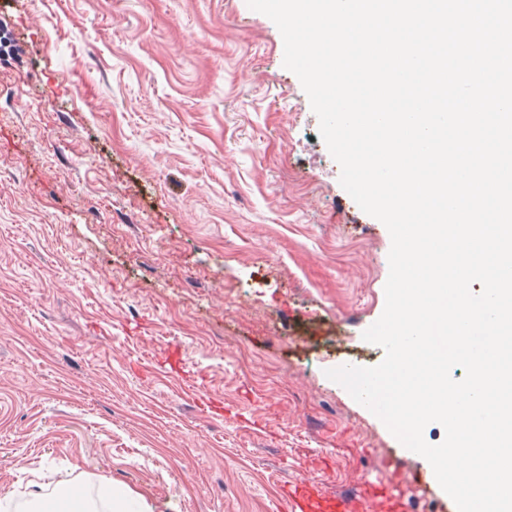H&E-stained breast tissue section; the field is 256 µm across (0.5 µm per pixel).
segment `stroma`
<instances>
[{
    "label": "stroma",
    "instance_id": "obj_1",
    "mask_svg": "<svg viewBox=\"0 0 512 512\" xmlns=\"http://www.w3.org/2000/svg\"><path fill=\"white\" fill-rule=\"evenodd\" d=\"M0 497L288 512L427 461L325 372L380 364L391 237L247 0H0ZM100 498L108 500L114 512H148L150 507L141 500L130 496L121 488L106 485L99 494Z\"/></svg>",
    "mask_w": 512,
    "mask_h": 512
}]
</instances>
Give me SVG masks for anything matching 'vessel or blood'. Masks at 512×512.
Segmentation results:
<instances>
[{"label": "vessel or blood", "instance_id": "obj_1", "mask_svg": "<svg viewBox=\"0 0 512 512\" xmlns=\"http://www.w3.org/2000/svg\"><path fill=\"white\" fill-rule=\"evenodd\" d=\"M405 475L372 484L367 497L326 495L319 486L298 479L285 486L283 493L290 512H406L407 502L402 492Z\"/></svg>", "mask_w": 512, "mask_h": 512}]
</instances>
